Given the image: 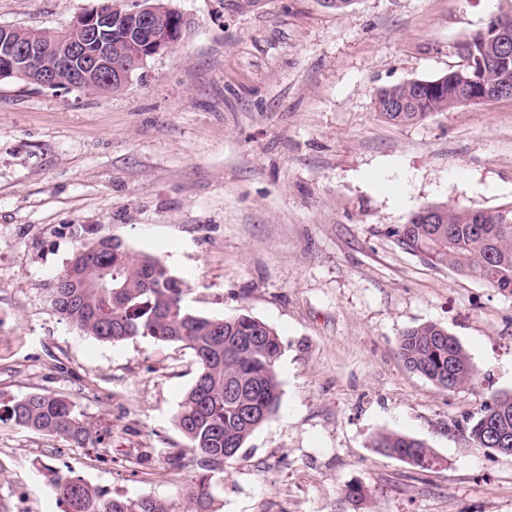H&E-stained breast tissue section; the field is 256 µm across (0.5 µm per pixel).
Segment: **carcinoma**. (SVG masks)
Returning a JSON list of instances; mask_svg holds the SVG:
<instances>
[{
	"instance_id": "1",
	"label": "carcinoma",
	"mask_w": 512,
	"mask_h": 512,
	"mask_svg": "<svg viewBox=\"0 0 512 512\" xmlns=\"http://www.w3.org/2000/svg\"><path fill=\"white\" fill-rule=\"evenodd\" d=\"M162 33L179 36L181 18L160 14ZM506 39L509 52L500 50ZM462 49L476 67L464 70L491 98L512 86V13H501L476 32ZM112 60L131 71L125 34L112 35ZM470 86L455 69L419 85L383 87L376 112L388 124L404 126L463 104ZM399 242L434 266L479 280L512 295V202L490 210H467L447 204L419 208L396 231ZM188 288L168 278L157 257L122 244L101 249L54 280L50 301L58 314L86 334L110 343L142 336L181 344L193 351L196 374L173 417L186 440L173 466L191 468L195 479L175 499L108 496L78 476L58 474L52 492L65 512H213L224 466L236 461L252 434L277 411L280 385L276 364L281 352L277 332L248 314L203 316L184 303ZM398 355L412 371L448 390L477 383L468 353L448 329L425 323L403 332ZM26 429L83 446L93 442L90 427L75 405L60 395L32 391L0 394V418ZM477 448L491 451L502 440L512 448V393L491 394L483 415L462 427ZM373 446L415 467L428 469L437 457L421 439L396 432L380 433Z\"/></svg>"
}]
</instances>
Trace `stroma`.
<instances>
[{
	"mask_svg": "<svg viewBox=\"0 0 512 512\" xmlns=\"http://www.w3.org/2000/svg\"><path fill=\"white\" fill-rule=\"evenodd\" d=\"M97 0H0V25L59 31ZM190 39L118 92L0 79V391L62 395L98 442L0 420V512H63L74 471L130 498H176L185 441L172 417L190 349L112 345L57 313L52 280L113 236L186 281L207 316L273 327L278 411L225 468L215 512H512V457L459 430L512 392V295L435 267L396 236L421 206L512 201V100L383 122L379 89L461 64L459 46L512 0H167ZM448 329L478 386L410 372L403 331ZM424 440L421 470L373 436ZM369 489V505L344 496Z\"/></svg>",
	"mask_w": 512,
	"mask_h": 512,
	"instance_id": "35a3bbf8",
	"label": "stroma"
}]
</instances>
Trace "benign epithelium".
Here are the masks:
<instances>
[{
    "label": "benign epithelium",
    "instance_id": "7a95c632",
    "mask_svg": "<svg viewBox=\"0 0 512 512\" xmlns=\"http://www.w3.org/2000/svg\"><path fill=\"white\" fill-rule=\"evenodd\" d=\"M158 13L146 0H134L132 7L122 10L112 0H98L89 11L78 15L65 36L16 39L15 29L0 26V78L35 73L45 88L60 86L82 91L96 79L126 82L130 73L112 70V28H131V42L138 47L140 65L155 55L174 47L160 37Z\"/></svg>",
    "mask_w": 512,
    "mask_h": 512
}]
</instances>
